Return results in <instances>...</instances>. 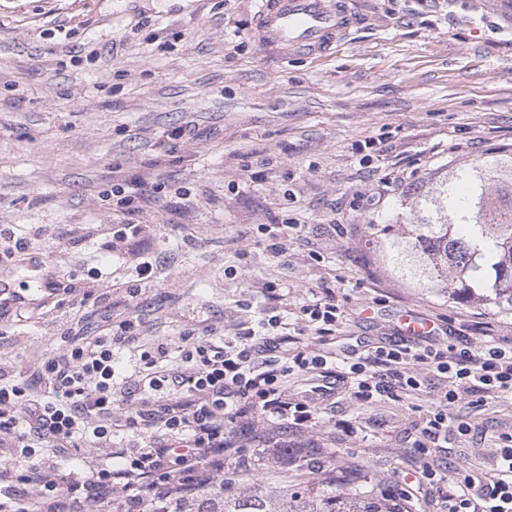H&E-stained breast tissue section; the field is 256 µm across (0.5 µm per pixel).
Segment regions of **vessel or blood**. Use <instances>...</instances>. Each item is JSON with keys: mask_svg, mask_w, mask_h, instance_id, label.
Masks as SVG:
<instances>
[{"mask_svg": "<svg viewBox=\"0 0 512 512\" xmlns=\"http://www.w3.org/2000/svg\"><path fill=\"white\" fill-rule=\"evenodd\" d=\"M253 29L264 54L320 58L362 21L353 0H258Z\"/></svg>", "mask_w": 512, "mask_h": 512, "instance_id": "vessel-or-blood-1", "label": "vessel or blood"}]
</instances>
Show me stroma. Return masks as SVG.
<instances>
[{"label":"stroma","instance_id":"obj_1","mask_svg":"<svg viewBox=\"0 0 512 512\" xmlns=\"http://www.w3.org/2000/svg\"><path fill=\"white\" fill-rule=\"evenodd\" d=\"M364 25L321 59L262 54L254 0H0V230L26 238L0 265V364L22 370L70 327L94 333L125 313L137 274L112 227L113 185L161 183L135 220L160 273L135 303L144 344L276 311L293 322L310 290H332L344 318L308 442L333 444L325 479L400 501L429 399L350 396L356 339L399 338L416 314L469 337L512 338V311L449 300L391 273L373 224H413L418 197L460 166L512 152V0H356ZM191 125L173 149L161 132ZM393 190L369 200L381 180ZM182 197L180 208L167 206ZM302 224L285 253L263 226ZM287 289L269 304L258 284ZM472 430L432 449L455 479L486 468L490 435L512 433V402L454 406Z\"/></svg>","mask_w":512,"mask_h":512}]
</instances>
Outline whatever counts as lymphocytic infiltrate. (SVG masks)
I'll return each instance as SVG.
<instances>
[{
	"label": "lymphocytic infiltrate",
	"instance_id": "obj_1",
	"mask_svg": "<svg viewBox=\"0 0 512 512\" xmlns=\"http://www.w3.org/2000/svg\"><path fill=\"white\" fill-rule=\"evenodd\" d=\"M149 184L136 178L113 185L116 204L129 217L112 238L130 246L139 281L154 278L148 251L134 242L136 199ZM342 323L332 294L302 304L298 335L270 334L239 324L234 341L182 335L180 364L164 368L166 341L140 349V321L128 313L107 320L97 335H71L65 347L38 360L27 374L0 371V512H91L112 501L117 512H137L145 497H184L237 467L238 482L252 476L236 429L261 419L271 428L267 445L281 449L282 428L301 434L316 419L309 396L288 395V379L334 377L324 349ZM139 353L132 381L119 379L115 347ZM347 373L353 398L364 405L401 396L430 395L434 405L420 423L414 446L417 473L431 483L441 474L429 465L431 449L469 435L453 414L460 392L512 399V340L456 346L437 336L407 345L390 339L368 348ZM105 448L109 458L87 470L56 476L72 449ZM488 472H462L448 494V512H512V434L499 435Z\"/></svg>",
	"mask_w": 512,
	"mask_h": 512
}]
</instances>
